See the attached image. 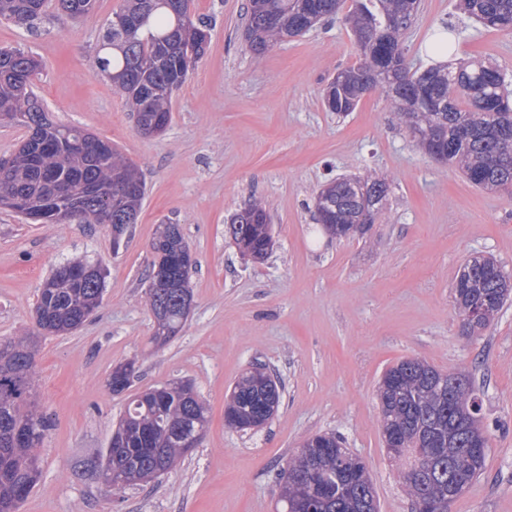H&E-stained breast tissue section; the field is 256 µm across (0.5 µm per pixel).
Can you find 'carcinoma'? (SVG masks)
<instances>
[{"mask_svg": "<svg viewBox=\"0 0 512 512\" xmlns=\"http://www.w3.org/2000/svg\"><path fill=\"white\" fill-rule=\"evenodd\" d=\"M65 14L81 18L96 0H55ZM464 11L484 28L512 33V0H462ZM48 0H0V18L29 30L45 14ZM420 0H354L347 18L360 51L359 61L342 70L341 87L327 83L324 107L338 115L356 109L364 95L379 92L400 115L407 133L435 160L459 168L475 187L512 190V108L505 92V74L495 64L470 60L456 67L440 63L413 69L406 62L402 36L415 20ZM341 0H247L245 41L261 55L274 45L303 35L317 21L333 17ZM208 30L191 18L190 0H121L104 29L95 65L98 74L125 97L140 134L171 121L174 92L207 45L197 34ZM39 70L31 55L0 48V113L28 129V136L0 169V200L9 196H42L47 200L76 198L75 209L55 223L72 220L110 224L127 230L136 223L146 185L138 167L112 143L73 125L51 122L32 85ZM325 232L337 238L365 234L384 214L389 185L384 177L337 178L329 181ZM232 245L256 255L266 252L273 235L270 216L261 204L244 207L230 217ZM170 236L151 243L152 262L147 299L154 318L152 341L177 336L187 318L183 293L190 292L193 262L180 225ZM99 264L68 261L53 268L39 288L34 330L22 340L0 341V512H19L41 477L38 448L51 421L36 401L37 339L77 330L99 307L104 281ZM452 294L473 336L494 322L512 299V276L492 258L471 256L460 266ZM137 369L129 361L123 373L109 375V390L126 393ZM278 376L261 363L252 365L235 383L225 418L234 429L248 432L254 423L274 417L271 404L281 406ZM384 443L400 470L414 512H448V486L468 485L483 470L486 450L476 443L482 428L481 404L471 377L457 370L437 369L417 358L399 361L384 373L377 390ZM473 409L475 428L462 419ZM207 409L189 382L170 383L128 397L112 433V445L98 462L103 481L112 484V466L124 462L125 483H147V474L165 458L174 470L189 449L182 434L203 438ZM323 471L320 483H296L288 497L300 512H362L373 487L352 474V466L336 449L334 435L309 438Z\"/></svg>", "mask_w": 512, "mask_h": 512, "instance_id": "1", "label": "carcinoma"}]
</instances>
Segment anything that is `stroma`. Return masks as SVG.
I'll return each mask as SVG.
<instances>
[{"label": "stroma", "instance_id": "1", "mask_svg": "<svg viewBox=\"0 0 512 512\" xmlns=\"http://www.w3.org/2000/svg\"><path fill=\"white\" fill-rule=\"evenodd\" d=\"M118 0H97L75 20L48 8L37 28L0 19V46L35 56L34 92L53 122L107 139L147 184L120 248L107 224H35L0 208V341L34 329L33 307L52 268L86 257L107 271L101 306L77 330L38 340L37 394L52 429L39 450L41 477L19 512H276L277 473L306 439L325 433L365 463L379 512H413L384 448L377 389L400 360L470 371L489 430L485 466L448 512H512V304L489 330L465 336L452 285L473 255L512 273V194L473 186L438 163L370 93L344 118L321 92L356 63L344 14L261 55L243 38L246 0H192L210 41L172 99V121L141 136L124 97L97 76L100 33ZM451 24L453 55L496 62L512 79V34L481 27L460 0H421L404 52L432 63L426 46ZM387 178L385 214L365 235L336 239L314 221L330 178ZM262 201L276 247L242 261L228 217ZM177 224L195 257L193 307L165 345L151 341L146 305L150 243ZM135 361L133 392L188 380L208 410L199 447L154 486L115 490L99 475L128 402L112 394L116 363ZM277 373L283 402L263 429L241 433L225 400L252 363Z\"/></svg>", "mask_w": 512, "mask_h": 512}]
</instances>
